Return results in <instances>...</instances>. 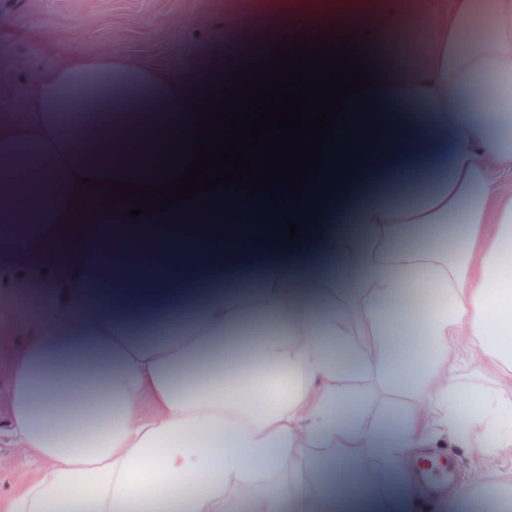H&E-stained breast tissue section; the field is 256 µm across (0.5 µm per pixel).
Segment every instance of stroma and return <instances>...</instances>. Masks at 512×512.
Here are the masks:
<instances>
[{
  "label": "stroma",
  "mask_w": 512,
  "mask_h": 512,
  "mask_svg": "<svg viewBox=\"0 0 512 512\" xmlns=\"http://www.w3.org/2000/svg\"><path fill=\"white\" fill-rule=\"evenodd\" d=\"M9 23L0 31V78L11 76L14 61L33 71L50 69L72 54L88 58L102 51L144 65L159 66L182 83L207 70L246 59L258 40L299 33L317 36L320 28L345 31L341 15H315L301 28L267 12L263 0H0ZM473 337H455L451 355L457 385L474 392L485 387L512 397V371L476 359ZM352 403L372 417L413 414L421 397L408 387L393 391L368 372L345 382ZM453 473L446 494L424 498L415 512H469L473 500L491 495L512 498V448H483L478 442L450 443L434 449ZM45 467L22 448L0 445V494L21 493Z\"/></svg>",
  "instance_id": "obj_1"
}]
</instances>
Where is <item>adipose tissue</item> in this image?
<instances>
[{
	"label": "adipose tissue",
	"mask_w": 512,
	"mask_h": 512,
	"mask_svg": "<svg viewBox=\"0 0 512 512\" xmlns=\"http://www.w3.org/2000/svg\"><path fill=\"white\" fill-rule=\"evenodd\" d=\"M424 62L377 89L382 134L342 181L341 214L322 204L301 238L241 227L192 208L100 223L79 178L147 180L153 155L193 123L189 94L160 67L72 55L0 82V353L5 434L47 465L6 512H224L237 491L251 512H332L308 471L310 448H365L388 490L373 512H405L408 465L440 433L512 447V399L454 383L448 341L512 367V0H456L428 13ZM117 111L112 142L86 121ZM168 112L172 121L139 125ZM464 213L453 251L412 240ZM243 269L252 285L224 284ZM426 285L425 304L407 291ZM348 296L378 346L374 359L338 328ZM244 369L286 371L285 390L225 387ZM374 371L417 386V415L346 411L345 378Z\"/></svg>",
	"instance_id": "obj_1"
}]
</instances>
